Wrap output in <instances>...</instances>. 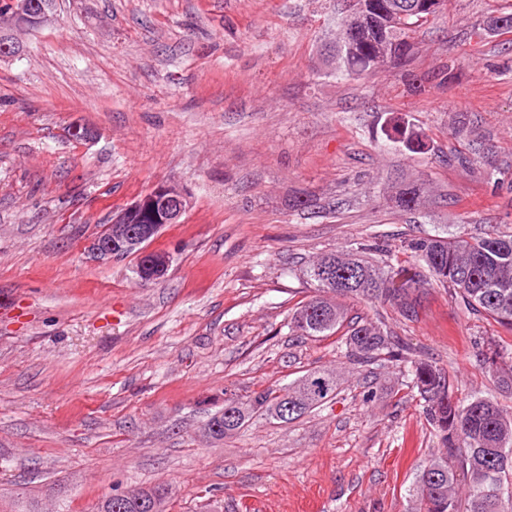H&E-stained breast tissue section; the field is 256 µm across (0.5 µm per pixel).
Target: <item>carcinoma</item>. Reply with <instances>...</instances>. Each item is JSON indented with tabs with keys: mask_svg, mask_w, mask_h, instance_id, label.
I'll use <instances>...</instances> for the list:
<instances>
[{
	"mask_svg": "<svg viewBox=\"0 0 512 512\" xmlns=\"http://www.w3.org/2000/svg\"><path fill=\"white\" fill-rule=\"evenodd\" d=\"M417 28V18L410 16L401 26L363 36L352 53L334 59L349 76L371 74L390 62L382 56L381 44L403 45ZM399 202L407 210L420 209L425 203L421 186H406ZM398 248L413 261L399 260L390 249V260L374 261L371 254L382 251L375 241L320 254L306 269L314 295L294 310L290 329L308 337L342 333L346 358L354 366L409 364L427 420L447 448L446 455L431 460L418 475L417 512H512V417L485 398L458 399L444 369L429 360L411 359L403 339L380 323L348 319L346 308L349 300L388 302L411 317L419 292L434 281L451 287L465 306L512 333V234H435L405 239ZM510 346L502 339L490 340L484 362L497 384L512 393V357L506 355ZM337 389L335 372L308 370L287 387L225 398L224 407H234V420L224 421L220 410L206 427L213 430V440L222 441L256 418L291 423L335 399ZM97 512L144 510L136 498L115 491L112 499L99 502Z\"/></svg>",
	"mask_w": 512,
	"mask_h": 512,
	"instance_id": "obj_1",
	"label": "carcinoma"
}]
</instances>
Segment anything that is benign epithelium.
<instances>
[{
  "mask_svg": "<svg viewBox=\"0 0 512 512\" xmlns=\"http://www.w3.org/2000/svg\"><path fill=\"white\" fill-rule=\"evenodd\" d=\"M447 8V0H415L410 4V12L431 18ZM385 16L384 24L390 25L406 16L407 11L399 8V3L378 9L374 0H346V16L343 41L336 47L347 50L355 43L360 25L374 12ZM57 14L44 7L35 11L28 0H9V7L0 20V59L17 55L22 44L17 33L33 31L54 23ZM160 202L161 215L155 224H142L132 228L137 214L143 213L150 205ZM190 205L187 193L181 188L162 183L152 194L143 196L125 208L112 212L101 230L87 243L88 254L96 260L112 259L118 255H135L143 260L138 269V278L143 282H155L166 274L170 265V255L162 251L148 249L149 244L168 224H178Z\"/></svg>",
  "mask_w": 512,
  "mask_h": 512,
  "instance_id": "1",
  "label": "benign epithelium"
}]
</instances>
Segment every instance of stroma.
Listing matches in <instances>:
<instances>
[{
	"mask_svg": "<svg viewBox=\"0 0 512 512\" xmlns=\"http://www.w3.org/2000/svg\"><path fill=\"white\" fill-rule=\"evenodd\" d=\"M343 0H58L55 25L0 61V512H96L112 491L167 485L166 512H413L444 448L400 362L359 371L335 338L288 328L321 252L378 239L512 232V0H448L406 61L339 74L321 48ZM426 149L391 142L393 125ZM88 139L73 137L76 127ZM492 152L505 181L486 177ZM426 182L402 210L395 191ZM184 189L152 242L171 263L84 242L155 184ZM459 399L512 415L482 362L494 321L426 285L413 319L350 305ZM341 373L293 423L202 432L226 395Z\"/></svg>",
	"mask_w": 512,
	"mask_h": 512,
	"instance_id": "35a3bbf8",
	"label": "stroma"
}]
</instances>
